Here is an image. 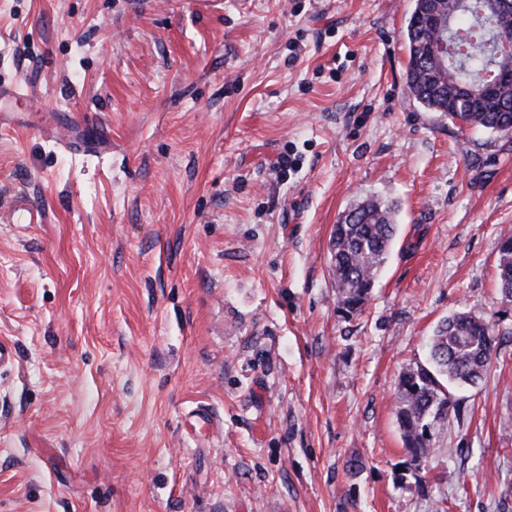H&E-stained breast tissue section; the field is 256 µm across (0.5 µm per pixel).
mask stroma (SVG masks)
Wrapping results in <instances>:
<instances>
[{
	"label": "stroma",
	"mask_w": 512,
	"mask_h": 512,
	"mask_svg": "<svg viewBox=\"0 0 512 512\" xmlns=\"http://www.w3.org/2000/svg\"><path fill=\"white\" fill-rule=\"evenodd\" d=\"M412 6L0 0V512H512V139L408 97ZM371 197L400 233L350 316ZM460 309L497 352L411 467L397 376ZM396 212L393 204L367 198L334 226L330 268L348 314H360L368 301L397 233ZM499 264L497 288L502 300L512 301V232L501 234L497 241Z\"/></svg>",
	"instance_id": "35a3bbf8"
}]
</instances>
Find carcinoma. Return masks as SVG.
<instances>
[{"label":"carcinoma","instance_id":"obj_1","mask_svg":"<svg viewBox=\"0 0 512 512\" xmlns=\"http://www.w3.org/2000/svg\"><path fill=\"white\" fill-rule=\"evenodd\" d=\"M449 17L454 53L434 57L429 44L434 30L428 10ZM406 88L424 108L440 112L460 130L486 129L512 137V87L492 99H475L465 112L456 111L459 87L477 84L501 70L512 69V56L500 55V38L486 0H414L406 27ZM396 207L368 198L351 207L334 225L329 243L330 268L339 303L348 314L363 311L397 233ZM497 288L512 301V232L498 238ZM497 335L485 319L456 312L441 321L429 342V355L402 369L397 379L396 420L403 446L416 463L435 448L437 425L461 412L454 385L481 383L490 371Z\"/></svg>","mask_w":512,"mask_h":512}]
</instances>
